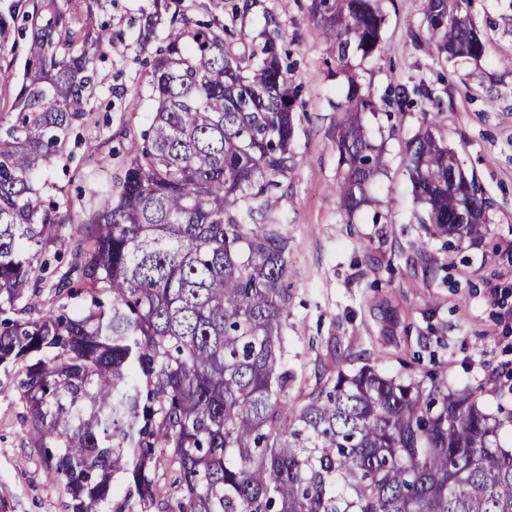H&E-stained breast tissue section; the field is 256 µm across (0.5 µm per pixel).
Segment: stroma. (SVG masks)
<instances>
[{
  "mask_svg": "<svg viewBox=\"0 0 512 512\" xmlns=\"http://www.w3.org/2000/svg\"><path fill=\"white\" fill-rule=\"evenodd\" d=\"M46 0H0V128L15 119L14 99L33 36L30 16ZM311 0H56L74 28L106 26L124 37L122 55L97 63L98 84L87 123L70 138L69 167L51 163L44 179L59 188L77 220L101 204L98 184L118 176L133 142L151 122L150 61L171 31L227 29L236 52L257 48L279 29L289 56L297 114L291 174L272 196L290 242L289 401L310 392L327 337H341L340 369L363 364L382 374L422 378L442 369L449 389L471 388L496 412L512 371V21L506 0H477L472 19L487 41L477 64L437 60L427 38L421 0H380L379 47L354 57L362 95L377 109L362 120L382 147L386 170L369 185L371 206L340 207L335 148L345 117L348 81L336 66L332 38L309 10ZM161 21L147 44L138 40L143 13ZM427 84L433 99L389 105L393 86ZM437 112L434 133L453 149L462 169L489 199L484 236L455 246L427 237L404 165L405 143L423 112ZM392 227L373 223L374 214ZM10 370L0 368V502L7 512H68L69 498L36 444Z\"/></svg>",
  "mask_w": 512,
  "mask_h": 512,
  "instance_id": "stroma-1",
  "label": "stroma"
}]
</instances>
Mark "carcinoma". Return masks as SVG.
Listing matches in <instances>:
<instances>
[{
  "label": "carcinoma",
  "mask_w": 512,
  "mask_h": 512,
  "mask_svg": "<svg viewBox=\"0 0 512 512\" xmlns=\"http://www.w3.org/2000/svg\"><path fill=\"white\" fill-rule=\"evenodd\" d=\"M474 0H423L431 51L484 58ZM36 25L0 137V366L18 367L27 422L47 449L69 512H151L175 465L182 512H512V408L474 390L386 376L370 365L316 376L288 403V237L268 193L291 170L298 90L282 34L236 55L218 26L175 29L151 72L152 122L123 173L99 186L88 222L36 181L65 160L97 85V61L124 48L76 31L51 2ZM336 60L372 54L378 0H311ZM336 136L340 206L368 202L379 149L351 83ZM405 144L432 236L483 233L489 201L434 135ZM75 238L71 260L46 255Z\"/></svg>",
  "instance_id": "1"
}]
</instances>
